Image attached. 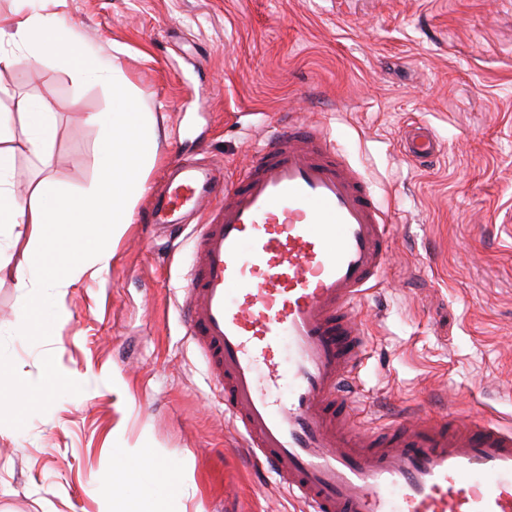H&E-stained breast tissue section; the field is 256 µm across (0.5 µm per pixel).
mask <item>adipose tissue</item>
Here are the masks:
<instances>
[{
  "label": "adipose tissue",
  "instance_id": "1",
  "mask_svg": "<svg viewBox=\"0 0 512 512\" xmlns=\"http://www.w3.org/2000/svg\"><path fill=\"white\" fill-rule=\"evenodd\" d=\"M7 39L26 46L27 63L38 64L56 55L78 75L108 79L112 88L111 110L88 117L99 130L98 177L89 188L70 196L62 195L50 180L37 182L25 193L15 192L10 182L14 152L7 128L13 117L24 122L33 150L44 156L57 136L53 114L26 98L17 100L14 111L0 113V232L17 241L27 240L34 252L29 266L16 273L18 321L24 335L40 336L48 327L42 289L69 287L84 274L96 276L110 266L112 239L131 223L156 161V121L153 113L139 105L137 92L121 67L82 50L74 30L55 15L36 12L22 20L0 17V42ZM54 385L49 377L39 384L17 386L12 395H1L0 417L24 420ZM121 468L136 469L135 482L148 488L158 504L156 512H166V505L179 492L178 478L169 467L158 464L148 449L139 448Z\"/></svg>",
  "mask_w": 512,
  "mask_h": 512
}]
</instances>
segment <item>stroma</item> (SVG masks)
Listing matches in <instances>:
<instances>
[{
	"label": "stroma",
	"mask_w": 512,
	"mask_h": 512,
	"mask_svg": "<svg viewBox=\"0 0 512 512\" xmlns=\"http://www.w3.org/2000/svg\"><path fill=\"white\" fill-rule=\"evenodd\" d=\"M54 14L83 50L119 63L157 122L147 187L177 159L232 181L288 115L322 126L394 223L363 303L367 350L353 390L369 425L429 414L512 428V0H0ZM0 103L53 112L48 162L12 127L17 191L97 176L102 80L57 59L0 67ZM424 126L425 162L401 140ZM141 196L110 267L44 292L53 320L26 339L15 275L31 254L0 235V359L15 379L76 381L22 425L0 420V512H109L117 451L153 449L180 473L173 512H304L257 469L224 416L179 308L193 225L160 232ZM404 149L412 160L423 162L435 155L437 144L428 128L418 127L405 133Z\"/></svg>",
	"instance_id": "obj_1"
}]
</instances>
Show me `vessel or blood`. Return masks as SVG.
Wrapping results in <instances>:
<instances>
[{
	"mask_svg": "<svg viewBox=\"0 0 512 512\" xmlns=\"http://www.w3.org/2000/svg\"><path fill=\"white\" fill-rule=\"evenodd\" d=\"M415 161L429 129L404 136ZM199 215L183 323L246 451L305 512H512V429L445 418L363 429L345 385L393 220L321 126L285 121L219 186L179 163L154 225ZM287 387V399L276 391Z\"/></svg>",
	"mask_w": 512,
	"mask_h": 512,
	"instance_id": "vessel-or-blood-1",
	"label": "vessel or blood"
}]
</instances>
